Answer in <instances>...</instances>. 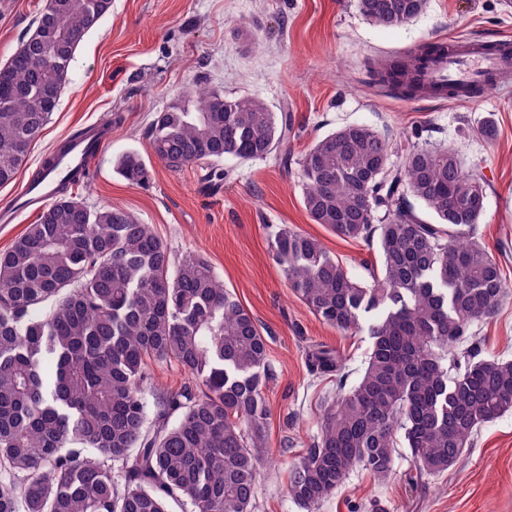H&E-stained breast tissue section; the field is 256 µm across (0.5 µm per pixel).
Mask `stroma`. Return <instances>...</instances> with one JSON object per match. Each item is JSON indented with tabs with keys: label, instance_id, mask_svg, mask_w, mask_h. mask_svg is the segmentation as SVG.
<instances>
[{
	"label": "stroma",
	"instance_id": "obj_1",
	"mask_svg": "<svg viewBox=\"0 0 512 512\" xmlns=\"http://www.w3.org/2000/svg\"><path fill=\"white\" fill-rule=\"evenodd\" d=\"M47 0H8L0 10V65ZM512 36L505 0H428L417 19L397 28L369 23L357 0H112L108 14L80 42L64 89L42 137L32 143L16 182L0 187V209L12 206L32 173L72 133L114 116L112 137L90 179L73 186L88 205L126 210L151 225L174 257L195 252L254 317L266 339L270 407L267 448L253 512H302L288 496V463L304 455L323 408L338 391L336 375L309 370V353L339 354L356 381L368 336L323 324L289 288L269 243L287 226L320 239L360 279L379 264L377 249L345 240L314 223L303 205L297 158L318 138L360 123L388 135L395 151L416 145L452 148L466 170L486 182L482 242L502 265L506 293L495 315L471 330L484 351L512 358V86L471 101L402 99L371 83L365 64L416 51L439 39ZM202 85L262 99L290 113L294 163L277 155L223 161L218 190L204 186V166L174 172L150 152L147 131L156 113L182 90ZM493 120L494 138L480 127ZM140 154L151 177L142 185L116 169L126 152ZM399 453L391 477L354 470L317 512H512V413L484 426L471 450L438 477L415 480Z\"/></svg>",
	"mask_w": 512,
	"mask_h": 512
}]
</instances>
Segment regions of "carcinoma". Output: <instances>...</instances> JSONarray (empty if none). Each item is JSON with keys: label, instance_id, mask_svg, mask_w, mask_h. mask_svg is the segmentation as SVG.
I'll list each match as a JSON object with an SVG mask.
<instances>
[{"label": "carcinoma", "instance_id": "cac0c4a2", "mask_svg": "<svg viewBox=\"0 0 512 512\" xmlns=\"http://www.w3.org/2000/svg\"><path fill=\"white\" fill-rule=\"evenodd\" d=\"M112 0H47L34 29L0 67V186L11 183L69 83L83 36ZM427 0H357L380 27L418 18ZM433 44L383 64L379 82L420 94ZM288 114L258 98L186 90L149 127L169 169L205 163L224 181L226 157L265 158L288 143ZM143 184L137 153L119 161ZM311 219L343 239L377 242L381 265L355 278L323 243L279 229L270 248L289 286L326 325L371 340L358 379L324 408L320 431L288 469V496L315 509L354 468L383 481L397 448L417 474L438 476L483 426L512 412V359L475 343L505 293L497 258L477 237L486 187L448 148L398 156L387 136L349 124L299 161ZM437 218L423 221L413 201ZM152 363L190 375L154 392ZM341 373L339 355L308 359ZM267 349L254 318L199 254L173 259L150 225L89 206L59 185L0 252V512H252L270 408ZM154 409H149L147 393Z\"/></svg>", "mask_w": 512, "mask_h": 512}]
</instances>
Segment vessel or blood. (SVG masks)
<instances>
[{
	"instance_id": "1",
	"label": "vessel or blood",
	"mask_w": 512,
	"mask_h": 512,
	"mask_svg": "<svg viewBox=\"0 0 512 512\" xmlns=\"http://www.w3.org/2000/svg\"><path fill=\"white\" fill-rule=\"evenodd\" d=\"M420 85L428 91L452 89L457 99H472V90L487 80L505 83L512 80V38L499 36L477 43L456 41L454 48L434 54L417 74ZM97 156L85 145H75L55 161L52 179L30 195L33 202L43 204L53 196L52 184L70 179L75 171L89 172Z\"/></svg>"
}]
</instances>
